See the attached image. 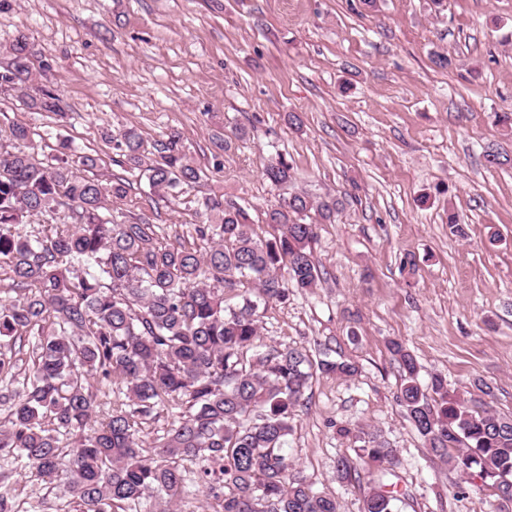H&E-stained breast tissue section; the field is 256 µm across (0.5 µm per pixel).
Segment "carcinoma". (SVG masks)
<instances>
[{
	"label": "carcinoma",
	"mask_w": 512,
	"mask_h": 512,
	"mask_svg": "<svg viewBox=\"0 0 512 512\" xmlns=\"http://www.w3.org/2000/svg\"><path fill=\"white\" fill-rule=\"evenodd\" d=\"M25 34L5 47L0 91H14L32 110L64 117L53 87L34 82L52 60L31 59ZM0 270L16 296L0 304V374L17 368V341L36 338L30 365L14 388L0 389L11 414L0 425V451L25 459L36 477L60 482L74 512H137L158 497L160 512H175L184 492L182 462L197 466L196 482L212 512H338L334 497L289 480L284 446L290 418L317 369L351 377L348 360L314 364L297 349L272 350L246 368L243 352L258 339V309L288 297L277 271L288 266L291 286L317 287L321 271L310 243L319 222H332L336 198L294 192L268 213L277 234L260 237L248 208L224 197L205 202L206 221L195 232L208 249L164 243L147 221L114 224L108 198L121 199L123 179L94 172L97 159L58 141L51 162L27 151L31 130L0 127ZM119 163L170 195L201 179L180 137L150 143L127 127L110 138ZM276 187L292 180L280 155L263 169ZM76 206V225L34 220ZM258 285L241 307L226 312L224 290ZM389 350L401 369L397 399L430 452L462 473L479 470L499 494L512 491V416L469 410L448 394L445 378L431 379L434 396L417 381L418 366L399 341ZM126 389L128 402L112 405ZM181 408L163 440L143 453V420ZM370 462L390 463L396 449L371 435L360 448ZM400 498L382 484L362 512H398Z\"/></svg>",
	"instance_id": "1"
}]
</instances>
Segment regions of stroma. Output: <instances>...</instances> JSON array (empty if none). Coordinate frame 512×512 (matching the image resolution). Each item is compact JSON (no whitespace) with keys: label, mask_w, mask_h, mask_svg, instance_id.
Here are the masks:
<instances>
[{"label":"stroma","mask_w":512,"mask_h":512,"mask_svg":"<svg viewBox=\"0 0 512 512\" xmlns=\"http://www.w3.org/2000/svg\"><path fill=\"white\" fill-rule=\"evenodd\" d=\"M19 32L51 58L40 81L67 116L10 92L0 124L29 127L39 159L65 137L96 157L97 174L125 179V198L107 204L114 221L145 220L190 245L206 199L222 195L271 237L268 213L285 190L262 170L280 155L293 165L289 189L338 199L312 244L321 283L260 308L257 347L243 355L249 366L299 348L358 367L316 374L295 407L285 446L295 477L339 512H361L366 431L397 450L385 481L401 512H512L478 474L429 452L396 401L388 349L406 346L421 384L443 376L471 408L512 415V163L483 158L490 147L512 156L493 122L512 112V0H378L373 11L359 0H9L0 43ZM436 50L452 68L433 66ZM131 125L150 142L178 134L203 178L174 197L116 165L106 135ZM452 212L462 233L448 226ZM341 458L355 478H339ZM28 473L0 454L18 512H67L61 490Z\"/></svg>","instance_id":"35a3bbf8"}]
</instances>
